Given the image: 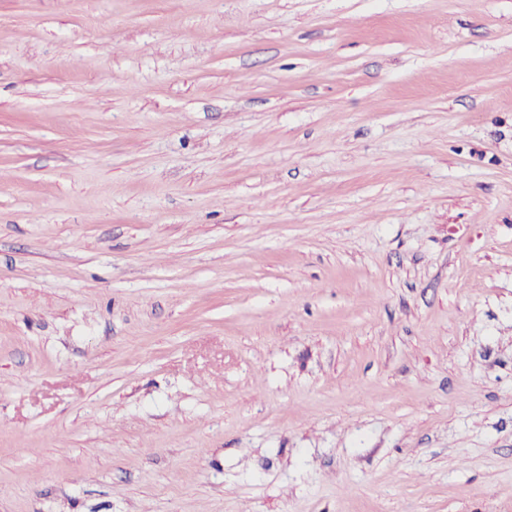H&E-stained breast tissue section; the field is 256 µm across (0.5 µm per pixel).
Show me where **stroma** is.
Wrapping results in <instances>:
<instances>
[{
    "instance_id": "obj_1",
    "label": "stroma",
    "mask_w": 512,
    "mask_h": 512,
    "mask_svg": "<svg viewBox=\"0 0 512 512\" xmlns=\"http://www.w3.org/2000/svg\"><path fill=\"white\" fill-rule=\"evenodd\" d=\"M0 512H512V0H0Z\"/></svg>"
}]
</instances>
